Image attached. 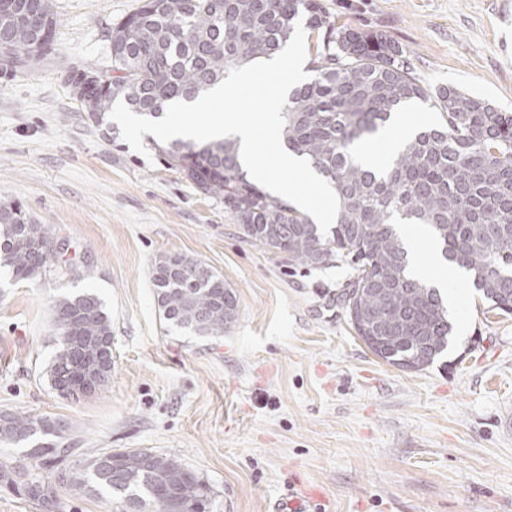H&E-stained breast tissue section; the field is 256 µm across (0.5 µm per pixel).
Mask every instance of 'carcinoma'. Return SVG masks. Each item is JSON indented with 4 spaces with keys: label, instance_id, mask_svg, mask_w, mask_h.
<instances>
[{
    "label": "carcinoma",
    "instance_id": "obj_1",
    "mask_svg": "<svg viewBox=\"0 0 512 512\" xmlns=\"http://www.w3.org/2000/svg\"><path fill=\"white\" fill-rule=\"evenodd\" d=\"M311 51L308 80L282 109V140L309 160L335 191L340 209L322 233L311 218L252 182L233 140L163 150L171 167L203 195L224 202L240 237L317 267L350 263L355 275L342 305L360 338L379 359L405 371L433 365L448 350L451 324L438 289L412 277L397 220L427 227L448 261L466 270L488 309L512 314V112L455 86L432 90L415 77L406 49L385 32L338 25L321 0H143L112 26L106 60L82 69L101 74L91 96L74 98L100 123L118 101L148 118L198 97L232 67L283 49L297 23ZM14 70L42 57L26 51L21 27ZM419 101L441 121L407 135L382 167L357 161L351 146L374 135L396 110ZM46 224L10 203L0 206V268L14 278L42 275L63 258ZM166 325L219 338L238 314L224 280L185 255H161L151 271ZM56 351L52 387L70 377L86 396L112 377V319L94 292L62 294L52 306ZM25 446L28 464L0 460V487L33 501L42 512L67 504L41 473L42 459L60 465L81 455L57 419L26 411L0 412V444ZM71 490L107 494L115 512H171L159 493L170 487L186 512H209L211 486L179 459L126 448L92 455L66 473Z\"/></svg>",
    "mask_w": 512,
    "mask_h": 512
}]
</instances>
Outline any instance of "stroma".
<instances>
[{
  "instance_id": "1",
  "label": "stroma",
  "mask_w": 512,
  "mask_h": 512,
  "mask_svg": "<svg viewBox=\"0 0 512 512\" xmlns=\"http://www.w3.org/2000/svg\"><path fill=\"white\" fill-rule=\"evenodd\" d=\"M56 34L32 69L0 80V204L19 202L70 245L32 280L0 277V411L68 424L87 453L180 459L214 490L211 512H512V314L471 279L448 308L447 353L417 372L373 355L339 295L353 274L241 239L144 135L94 127L68 67L103 60L140 0H52ZM337 22L386 31L427 86L453 83L512 112V37L499 0H323ZM184 254L223 277L238 316L223 338L160 319L151 269ZM95 291L112 317V377L77 398L46 374L52 301Z\"/></svg>"
}]
</instances>
